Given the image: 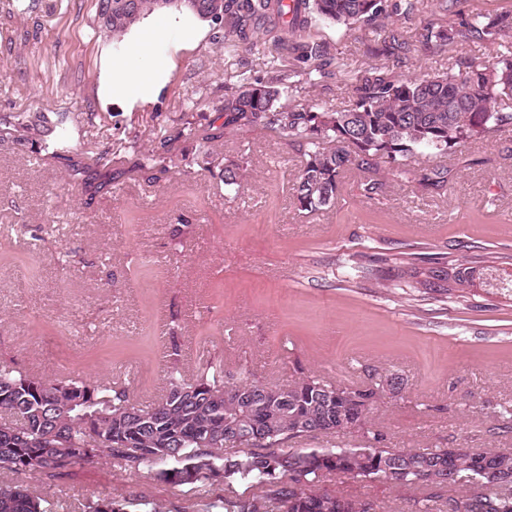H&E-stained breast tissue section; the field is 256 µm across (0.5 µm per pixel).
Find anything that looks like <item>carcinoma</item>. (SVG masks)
Listing matches in <instances>:
<instances>
[{"mask_svg": "<svg viewBox=\"0 0 512 512\" xmlns=\"http://www.w3.org/2000/svg\"><path fill=\"white\" fill-rule=\"evenodd\" d=\"M434 3L448 25L421 20ZM462 0H97L101 29L118 40L148 16L176 12L215 25L216 38L254 47L263 33L292 56L295 65L274 66L267 79L224 86V130H260L286 137L299 147L300 170L293 185L294 204L309 213L336 202L341 178L349 170L366 175L363 191L381 192L386 179L414 182L436 194L448 191L451 170L441 158L470 140L488 139L512 127V14L467 18ZM420 19L418 43L431 52L451 44H473L491 52V59L457 55L448 69L397 77L375 64L391 58L410 59L412 44L405 33L380 34L391 16ZM315 21L355 26L376 33L363 44L373 61L352 85L346 105L303 103L302 85H315L330 74L327 45L309 38ZM66 116L18 112L6 134L18 143L36 134L43 159H56L65 140L57 133ZM199 143L204 169L220 168V180L240 186L246 169L236 162L221 164L210 151L222 132L188 120L179 131ZM432 163L414 168L418 156ZM173 158L148 153L141 167L168 170ZM390 164L380 176L381 164ZM499 256L486 252L474 261L430 257L401 262V276L416 311L429 299L464 302L476 281L500 290L512 273L497 265ZM386 374L366 387L339 385L304 374L279 386L266 382L245 364L234 370L212 361L187 375L178 364L168 373L164 394L141 406L118 382L89 383L81 378L47 380L0 364V475H44L104 461L119 470L148 468V474L174 486L195 489L192 501L175 512H376L374 502L353 499L322 486L327 476L344 474L396 488L423 487L427 494L411 498L409 512H512V448L478 452L461 444L447 448H391L384 430L370 413L386 390L400 386ZM83 397L69 408L68 388ZM341 389L345 395L372 399L363 415L353 414L354 432L362 444L352 448L286 450L288 442L313 432L329 433L324 425L323 394ZM247 392L250 402L224 399L227 390ZM64 448L53 459L42 448ZM190 468L194 478H178ZM245 486L241 494L216 495L217 481ZM163 512L162 507L135 493L84 498L72 507L59 495L51 501L35 486L0 480V512Z\"/></svg>", "mask_w": 512, "mask_h": 512, "instance_id": "1", "label": "carcinoma"}]
</instances>
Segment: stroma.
Segmentation results:
<instances>
[{"label":"stroma","instance_id":"35a3bbf8","mask_svg":"<svg viewBox=\"0 0 512 512\" xmlns=\"http://www.w3.org/2000/svg\"><path fill=\"white\" fill-rule=\"evenodd\" d=\"M0 0V120L18 112L67 113L63 158H40V142L0 140V364L65 378L118 380L150 404L178 349L187 371L247 360L281 384L312 373L347 385L395 373L399 393L371 418L395 448H512L497 433L512 409V302L475 286L467 305L433 302L414 312L404 294L364 287L361 253L387 272L393 257L493 251L512 263V129L453 147L447 196L387 182L366 197L347 174L334 206L298 211L299 155L259 131L213 143L220 159L247 166L236 189L203 170L186 116L222 126L224 85L266 76L276 54L267 37L252 51L215 39L208 23L164 14L146 58L131 52L154 23L121 41L99 32L96 0ZM331 52L361 68L367 29L316 23ZM155 71L153 83L110 103L98 96L104 62ZM197 109H188L189 100ZM172 139L178 168L138 170V152ZM138 138V151L89 165L88 144ZM76 254L62 268V252ZM380 512H400L406 489L344 475L325 480ZM48 492L78 497L144 493L172 507L189 488L144 481L102 462L43 477Z\"/></svg>","mask_w":512,"mask_h":512}]
</instances>
